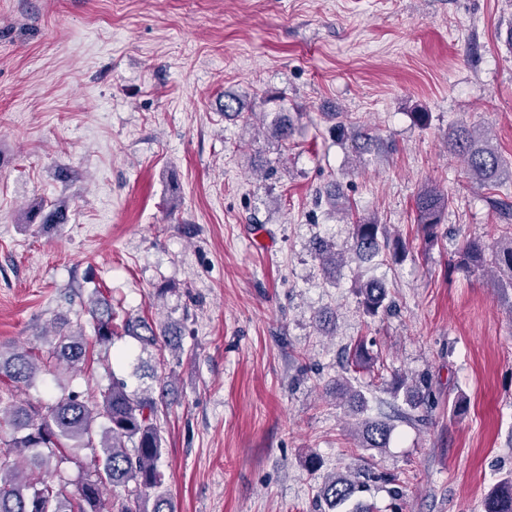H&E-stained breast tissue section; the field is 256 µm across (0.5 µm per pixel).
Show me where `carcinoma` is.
Here are the masks:
<instances>
[{"label": "carcinoma", "instance_id": "obj_1", "mask_svg": "<svg viewBox=\"0 0 512 512\" xmlns=\"http://www.w3.org/2000/svg\"><path fill=\"white\" fill-rule=\"evenodd\" d=\"M295 124L285 112H277L265 127L268 137L286 141ZM450 151L463 164L467 178L483 185L512 178V165L501 153L485 143L476 131L459 126L450 140ZM449 206L448 193L434 187L421 190L415 199L416 221L426 242L437 239L435 229L443 223ZM49 226L65 221V208L57 205L48 211L38 209L33 217ZM352 252L363 260H372L382 250H392V257L403 259L406 250L402 239H390L386 225L371 217L353 224ZM318 257L323 265L336 267L344 253L324 242L319 243ZM460 262L478 268L486 262L485 246L478 239L466 241ZM491 263L512 273V227L493 245ZM363 310L376 316L389 309L387 290L380 280L362 282L356 288ZM92 321L94 343L107 352L115 340L134 339L140 353L155 359L146 364L138 358L134 373L149 378L152 384L129 389L127 382L112 376V383L100 391L94 402L76 393L64 394L52 404L13 403L0 414V421L11 431L10 439L0 449V512H175L164 489L160 460L164 455L159 412L161 397L168 392L169 377L164 357H155L168 348L180 349L174 336L177 329L156 325L145 319L120 315L108 300L97 295L87 304ZM52 372L61 376L77 368L87 358L88 341L81 331L72 332L61 325L53 336ZM47 364L31 350H0V377L14 384L30 383ZM403 393L407 408L398 409V417L414 425H424L428 413L438 401L428 380L422 378L393 385V394ZM393 431L391 416L365 418L357 427V447H387ZM75 463L80 479L76 491L69 490L71 480L66 464ZM382 477L369 469L354 473L336 472L323 483L318 498L328 512H341L353 498L370 490V484ZM121 490L111 496L106 486ZM484 512H512V476L501 479L487 495Z\"/></svg>", "mask_w": 512, "mask_h": 512}]
</instances>
